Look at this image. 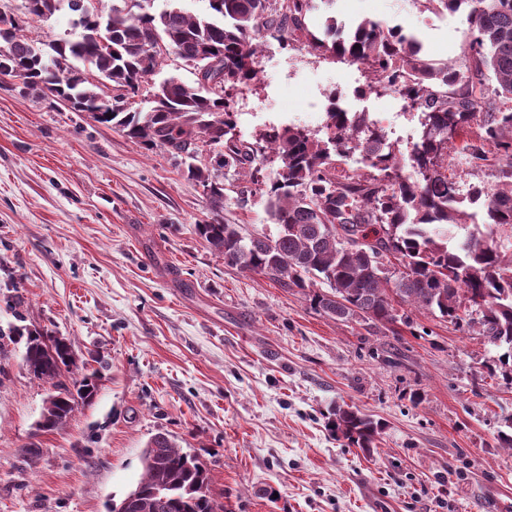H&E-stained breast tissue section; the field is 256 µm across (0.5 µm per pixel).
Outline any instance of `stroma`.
Here are the masks:
<instances>
[{"label":"stroma","mask_w":512,"mask_h":512,"mask_svg":"<svg viewBox=\"0 0 512 512\" xmlns=\"http://www.w3.org/2000/svg\"><path fill=\"white\" fill-rule=\"evenodd\" d=\"M415 33L433 63L461 60L463 13L420 0H335L326 17ZM41 51L77 37L57 13L25 24ZM261 81L239 88L244 134L339 105L373 121L402 102L365 92L345 60L262 46ZM210 206L179 159L148 150L61 100L0 84V512H107L142 474L158 433L200 455L226 512H496L512 503V384L498 350L438 318L377 327L311 308L299 289L225 265L197 235ZM225 223L274 233L257 195L229 194ZM20 294L18 310L5 304ZM101 359L99 392L61 429L38 431L49 384L6 337L16 316ZM385 425L363 451L331 434L330 411ZM37 446L35 460L21 451Z\"/></svg>","instance_id":"obj_1"}]
</instances>
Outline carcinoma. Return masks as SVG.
<instances>
[{"label":"carcinoma","instance_id":"obj_1","mask_svg":"<svg viewBox=\"0 0 512 512\" xmlns=\"http://www.w3.org/2000/svg\"><path fill=\"white\" fill-rule=\"evenodd\" d=\"M421 2L433 12H466L462 61L437 67L422 56L415 35L367 19L343 37L330 17L319 37L307 23L316 0H208L202 16L176 5L155 14L120 0L105 20L91 0H29L26 18L65 11L80 20L78 38L52 41L45 58L19 34V20L0 17L12 45L0 67L21 69L30 92L90 111L149 149L190 160L200 140L218 147L212 166L190 162L186 175L202 187L212 212L196 231L224 264L300 288L312 308L341 321L391 323L404 308L437 316L502 349L495 368L512 382V252L473 231L451 243L471 226L512 227V0ZM297 32L308 53L358 65L370 77L369 91L397 93L404 107L420 113L409 153L366 115L336 110L327 113L321 138L298 126H269L252 142L232 135L230 91L258 81L262 39L277 38L288 48ZM171 54L202 76L191 84L166 79L155 87L150 110L127 109L125 98L138 94ZM88 72L111 82L117 94L98 92ZM453 150L472 170H493V186L463 192L448 180ZM268 154L279 166L259 178L253 164ZM356 155L364 171L341 168ZM231 167L250 172L276 234L246 233L220 217L222 170ZM16 318L21 324L10 326L9 335L25 342L23 366L54 387L38 429L57 430L78 404L95 398L98 372L63 381L77 366L71 340ZM332 427L368 450L384 424L338 406ZM142 464L137 486L109 512H224L211 493L207 465L171 436L155 435Z\"/></svg>","mask_w":512,"mask_h":512}]
</instances>
